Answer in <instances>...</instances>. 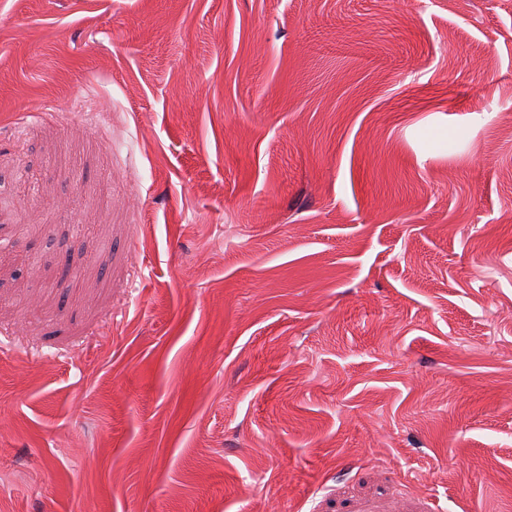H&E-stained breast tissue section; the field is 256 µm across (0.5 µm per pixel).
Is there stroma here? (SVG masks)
Instances as JSON below:
<instances>
[{
  "label": "stroma",
  "instance_id": "stroma-1",
  "mask_svg": "<svg viewBox=\"0 0 512 512\" xmlns=\"http://www.w3.org/2000/svg\"><path fill=\"white\" fill-rule=\"evenodd\" d=\"M0 512H512V0H0Z\"/></svg>",
  "mask_w": 512,
  "mask_h": 512
}]
</instances>
